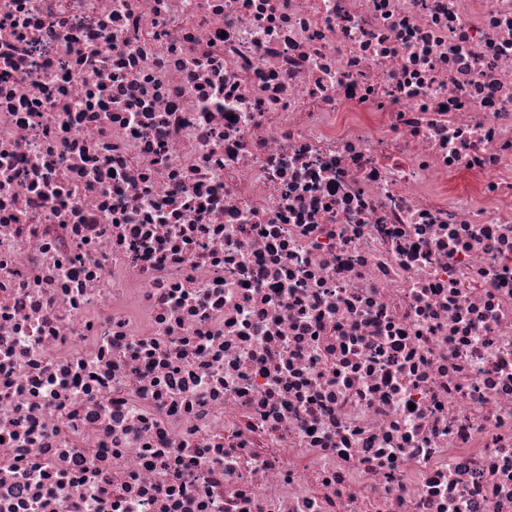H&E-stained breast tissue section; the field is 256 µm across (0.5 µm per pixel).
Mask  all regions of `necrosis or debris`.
Wrapping results in <instances>:
<instances>
[{"mask_svg": "<svg viewBox=\"0 0 512 512\" xmlns=\"http://www.w3.org/2000/svg\"><path fill=\"white\" fill-rule=\"evenodd\" d=\"M0 512H512V0H0Z\"/></svg>", "mask_w": 512, "mask_h": 512, "instance_id": "4bbe7bcc", "label": "necrosis or debris"}]
</instances>
